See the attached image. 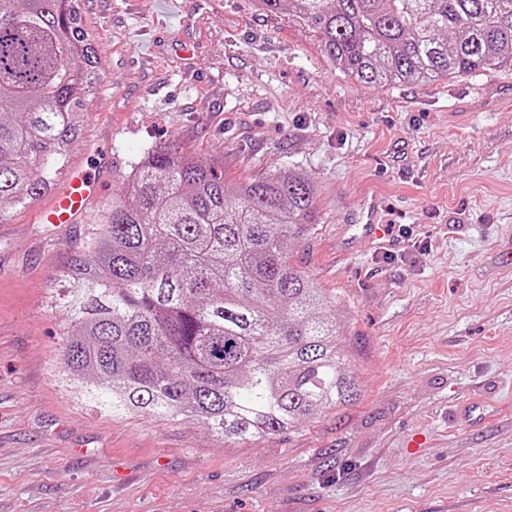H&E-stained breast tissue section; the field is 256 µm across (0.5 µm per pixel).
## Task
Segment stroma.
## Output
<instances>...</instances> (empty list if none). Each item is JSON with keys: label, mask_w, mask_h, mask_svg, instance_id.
Listing matches in <instances>:
<instances>
[{"label": "stroma", "mask_w": 512, "mask_h": 512, "mask_svg": "<svg viewBox=\"0 0 512 512\" xmlns=\"http://www.w3.org/2000/svg\"><path fill=\"white\" fill-rule=\"evenodd\" d=\"M82 28L103 81L70 165L104 203L163 144L229 186L308 178L290 260L335 295L361 395L244 444L82 405L46 292L93 216L43 223L45 195L0 224V512H512V67L362 86L257 0H82Z\"/></svg>", "instance_id": "1"}]
</instances>
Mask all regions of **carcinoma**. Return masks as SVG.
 <instances>
[{
  "instance_id": "carcinoma-1",
  "label": "carcinoma",
  "mask_w": 512,
  "mask_h": 512,
  "mask_svg": "<svg viewBox=\"0 0 512 512\" xmlns=\"http://www.w3.org/2000/svg\"><path fill=\"white\" fill-rule=\"evenodd\" d=\"M321 34L355 84L512 66V0H258ZM103 78L81 0H0V223L52 189ZM316 190L295 173L231 188L156 147L60 270L63 374L104 413L192 420L246 443L357 398L335 299L290 263Z\"/></svg>"
}]
</instances>
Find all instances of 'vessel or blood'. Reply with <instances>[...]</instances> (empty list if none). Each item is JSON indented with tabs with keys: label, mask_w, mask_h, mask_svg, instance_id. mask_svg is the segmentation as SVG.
Instances as JSON below:
<instances>
[{
	"label": "vessel or blood",
	"mask_w": 512,
	"mask_h": 512,
	"mask_svg": "<svg viewBox=\"0 0 512 512\" xmlns=\"http://www.w3.org/2000/svg\"><path fill=\"white\" fill-rule=\"evenodd\" d=\"M98 182L83 171L71 169L54 187L50 204L41 208L42 221L50 224L75 223L97 199Z\"/></svg>",
	"instance_id": "b4317fda"
}]
</instances>
